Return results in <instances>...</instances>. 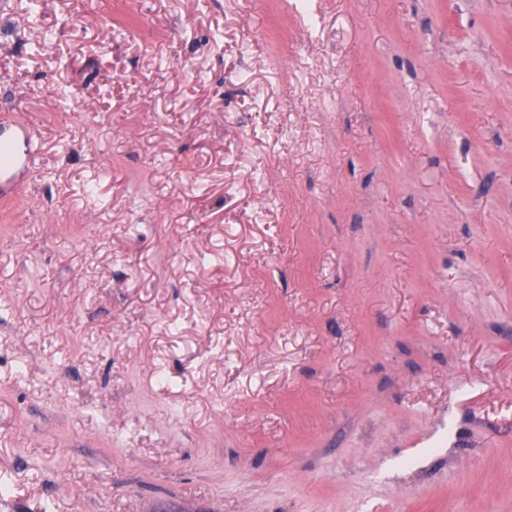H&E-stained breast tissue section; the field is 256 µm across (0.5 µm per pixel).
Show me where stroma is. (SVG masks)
Masks as SVG:
<instances>
[{
    "label": "stroma",
    "mask_w": 512,
    "mask_h": 512,
    "mask_svg": "<svg viewBox=\"0 0 512 512\" xmlns=\"http://www.w3.org/2000/svg\"><path fill=\"white\" fill-rule=\"evenodd\" d=\"M0 9V512H512V0ZM13 126L0 125V192L11 194L16 190L20 175L31 172L35 164V150L30 127L20 119Z\"/></svg>",
    "instance_id": "obj_1"
}]
</instances>
